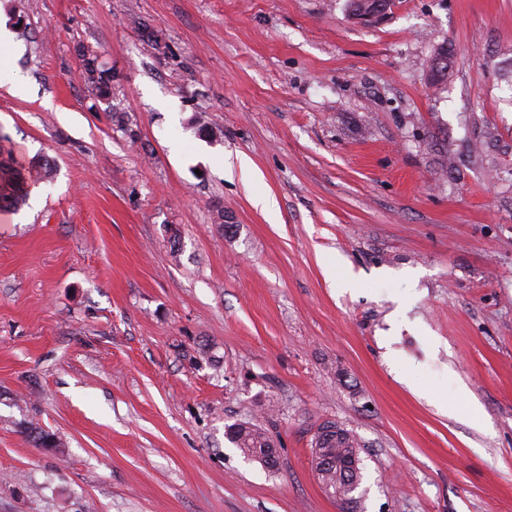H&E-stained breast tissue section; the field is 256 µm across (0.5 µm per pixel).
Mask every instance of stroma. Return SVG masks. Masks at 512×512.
<instances>
[{
	"label": "stroma",
	"mask_w": 512,
	"mask_h": 512,
	"mask_svg": "<svg viewBox=\"0 0 512 512\" xmlns=\"http://www.w3.org/2000/svg\"><path fill=\"white\" fill-rule=\"evenodd\" d=\"M19 24L0 135L54 175L0 211V512H340L327 421L362 512H512V0H0ZM81 57L82 68L91 90L97 98L109 100L112 95V76H107L105 70L101 69L97 52L82 47ZM329 428L336 430L328 431ZM313 448H319L315 456L312 449L315 469L320 463L316 462V457H325L332 462L328 468L320 470L318 475L323 488L340 500L341 504L344 500H355L358 504L361 499L358 490L362 472L359 466L361 447L357 436L335 422H326L319 427ZM228 435L245 456L258 460L264 466L268 464L273 449L277 448L268 431L258 425H237L229 430Z\"/></svg>",
	"instance_id": "35a3bbf8"
}]
</instances>
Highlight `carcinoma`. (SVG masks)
<instances>
[{"label":"carcinoma","instance_id":"carcinoma-1","mask_svg":"<svg viewBox=\"0 0 512 512\" xmlns=\"http://www.w3.org/2000/svg\"><path fill=\"white\" fill-rule=\"evenodd\" d=\"M82 68L91 90L97 98L109 100L112 95V77L101 69L96 51L81 49ZM50 163L33 165L0 146V210L16 209L29 198L32 187L41 179L50 177ZM229 439L243 454L268 464L276 442L268 431L258 425L241 424L229 430ZM318 448L315 457H325L331 465L320 470L318 478L325 490L340 501H360L362 482L357 436L334 422L322 424L314 440Z\"/></svg>","mask_w":512,"mask_h":512}]
</instances>
